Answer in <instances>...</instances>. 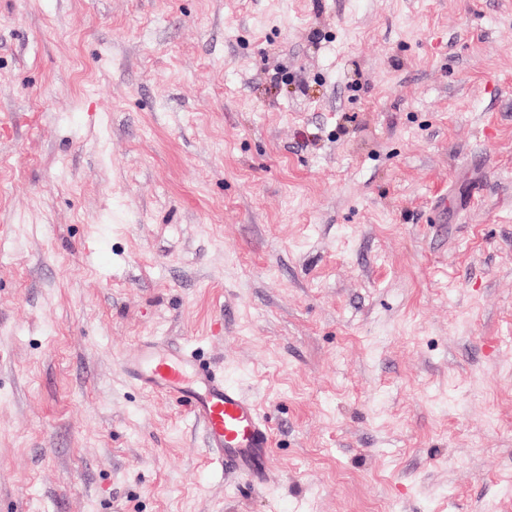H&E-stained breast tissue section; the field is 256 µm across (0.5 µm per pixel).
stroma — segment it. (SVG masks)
<instances>
[{
  "label": "stroma",
  "instance_id": "35a3bbf8",
  "mask_svg": "<svg viewBox=\"0 0 512 512\" xmlns=\"http://www.w3.org/2000/svg\"><path fill=\"white\" fill-rule=\"evenodd\" d=\"M0 512H512V0H0ZM120 366L140 387L176 399L198 421L211 460L252 484L271 479L273 434L255 400L183 346L153 339L140 341Z\"/></svg>",
  "mask_w": 512,
  "mask_h": 512
}]
</instances>
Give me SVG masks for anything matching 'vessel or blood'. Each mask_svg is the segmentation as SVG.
<instances>
[{"instance_id": "1", "label": "vessel or blood", "mask_w": 512, "mask_h": 512, "mask_svg": "<svg viewBox=\"0 0 512 512\" xmlns=\"http://www.w3.org/2000/svg\"><path fill=\"white\" fill-rule=\"evenodd\" d=\"M120 366L140 387L176 399L198 421L205 448L221 470L254 484L270 480L271 427L255 400L222 374L206 367L183 346L140 341Z\"/></svg>"}]
</instances>
